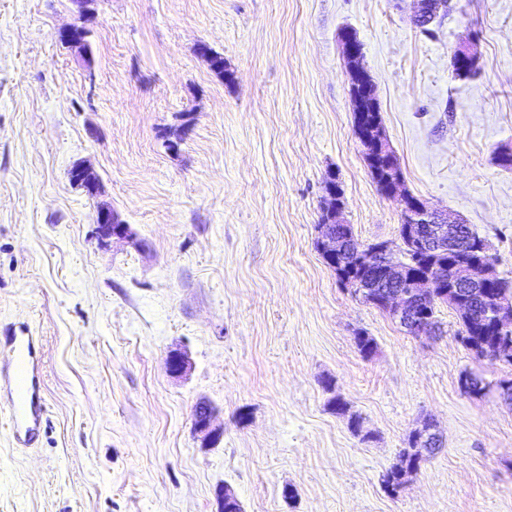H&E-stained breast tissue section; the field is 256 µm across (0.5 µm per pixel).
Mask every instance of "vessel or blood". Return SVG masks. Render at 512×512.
I'll return each mask as SVG.
<instances>
[{
	"label": "vessel or blood",
	"instance_id": "vessel-or-blood-1",
	"mask_svg": "<svg viewBox=\"0 0 512 512\" xmlns=\"http://www.w3.org/2000/svg\"><path fill=\"white\" fill-rule=\"evenodd\" d=\"M6 344L11 357L0 365V400L8 408L12 443L27 448L37 440L45 415L42 361L25 324H11Z\"/></svg>",
	"mask_w": 512,
	"mask_h": 512
}]
</instances>
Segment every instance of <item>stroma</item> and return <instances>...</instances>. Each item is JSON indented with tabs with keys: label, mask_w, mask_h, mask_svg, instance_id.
<instances>
[{
	"label": "stroma",
	"mask_w": 512,
	"mask_h": 512,
	"mask_svg": "<svg viewBox=\"0 0 512 512\" xmlns=\"http://www.w3.org/2000/svg\"><path fill=\"white\" fill-rule=\"evenodd\" d=\"M452 3L426 33L414 0H95L83 52L56 37L72 0H0V325L40 336L46 405L16 448L0 403V512H216L224 486L244 512H512V366L477 359L444 304L441 337L407 335L315 246L330 171L359 241L399 240L401 203L353 129L349 27L405 190L512 280V0ZM464 43L481 69L460 80ZM103 203L131 228L104 248ZM202 399L224 430L211 448ZM426 418L445 447L390 493ZM196 406L202 408L203 414H193L194 431L201 436L203 447L214 446L224 435V430L215 425L216 410L207 401H200Z\"/></svg>",
	"instance_id": "obj_1"
}]
</instances>
